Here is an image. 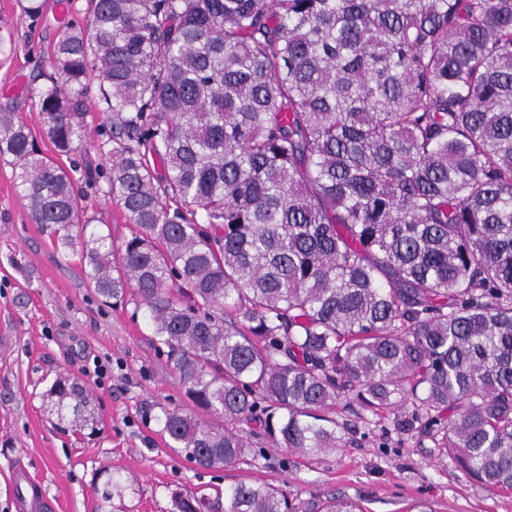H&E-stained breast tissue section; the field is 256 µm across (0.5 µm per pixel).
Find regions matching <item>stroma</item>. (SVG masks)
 <instances>
[{
	"label": "stroma",
	"mask_w": 512,
	"mask_h": 512,
	"mask_svg": "<svg viewBox=\"0 0 512 512\" xmlns=\"http://www.w3.org/2000/svg\"><path fill=\"white\" fill-rule=\"evenodd\" d=\"M65 10H58V2ZM23 0H0V110L31 130L45 155L63 167L102 165L93 150L57 155L30 89L51 70L64 22L85 23L89 0H46L36 23ZM85 217L113 242L133 229L125 212L88 191ZM83 382L95 396L99 434L85 439L56 425L43 394L58 375ZM188 405L185 387L151 341L134 303L104 302L89 286L78 255L62 256L17 194L0 159V512H17L14 478L27 472L50 503L48 512H97L95 477L108 467L134 476L122 512H172L174 494H214L237 482H269L304 506L342 496L364 512H404L424 500L433 512H512V492H490L453 465L435 460L431 442L341 413L352 426L346 447L307 458L277 448L251 424L253 454L232 466L203 469L173 452L160 433L161 408Z\"/></svg>",
	"instance_id": "obj_1"
}]
</instances>
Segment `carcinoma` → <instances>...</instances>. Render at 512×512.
Instances as JSON below:
<instances>
[{"instance_id":"obj_1","label":"carcinoma","mask_w":512,"mask_h":512,"mask_svg":"<svg viewBox=\"0 0 512 512\" xmlns=\"http://www.w3.org/2000/svg\"><path fill=\"white\" fill-rule=\"evenodd\" d=\"M52 68L32 95L61 155L88 145L99 73L91 147L108 165L80 178L135 231L116 246L79 223L74 171L12 112L0 158L59 251L144 308L192 405L222 420L161 408L170 448L222 469L257 423L318 457L347 443L343 402L512 490V0H91ZM47 399L96 433L84 384L60 378ZM101 475L102 501L122 496ZM175 507L300 512L265 482ZM98 73L96 71H89L86 83V94L84 97L85 101V111L86 112V134L87 139L89 141H93L97 138V129L99 125L103 122L104 116L102 112L99 111L97 106V97H98V89H99V79L97 77Z\"/></svg>"}]
</instances>
